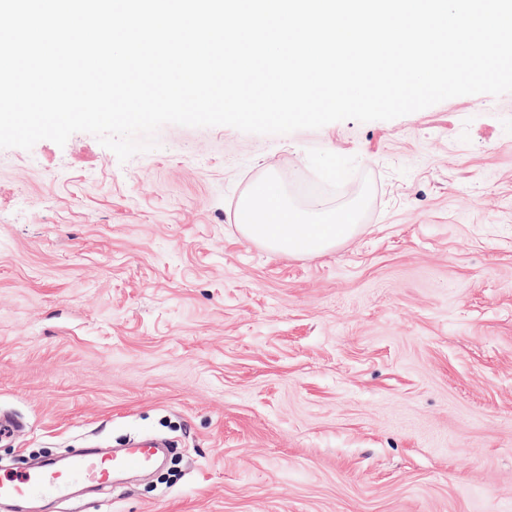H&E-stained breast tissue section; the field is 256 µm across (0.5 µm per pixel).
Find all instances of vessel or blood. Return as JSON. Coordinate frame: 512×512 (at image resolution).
I'll return each instance as SVG.
<instances>
[{"label": "vessel or blood", "instance_id": "vessel-or-blood-1", "mask_svg": "<svg viewBox=\"0 0 512 512\" xmlns=\"http://www.w3.org/2000/svg\"><path fill=\"white\" fill-rule=\"evenodd\" d=\"M156 446V441L145 440L137 447L116 454L98 448H82L73 453L65 465L43 463L21 476H0V500L54 501L79 483L107 485L115 470L146 468Z\"/></svg>", "mask_w": 512, "mask_h": 512}]
</instances>
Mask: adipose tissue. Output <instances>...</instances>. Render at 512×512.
Here are the masks:
<instances>
[{"label":"adipose tissue","mask_w":512,"mask_h":512,"mask_svg":"<svg viewBox=\"0 0 512 512\" xmlns=\"http://www.w3.org/2000/svg\"><path fill=\"white\" fill-rule=\"evenodd\" d=\"M367 201L328 211L295 207L274 177L257 182L236 210V227L247 242L289 256H318L351 239L360 229Z\"/></svg>","instance_id":"1"}]
</instances>
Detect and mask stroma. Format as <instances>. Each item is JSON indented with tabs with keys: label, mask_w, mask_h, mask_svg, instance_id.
I'll return each instance as SVG.
<instances>
[{
	"label": "stroma",
	"mask_w": 512,
	"mask_h": 512,
	"mask_svg": "<svg viewBox=\"0 0 512 512\" xmlns=\"http://www.w3.org/2000/svg\"><path fill=\"white\" fill-rule=\"evenodd\" d=\"M156 140L0 149V411L24 423L0 474L178 443L170 486L35 512H512V93ZM267 176L303 209L367 197L359 232L312 257L244 241Z\"/></svg>",
	"instance_id": "stroma-1"
}]
</instances>
